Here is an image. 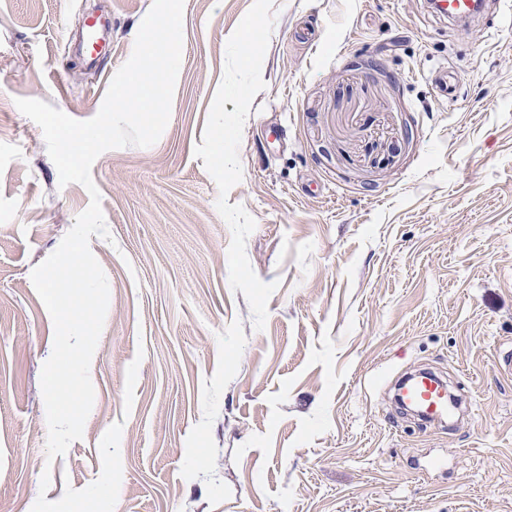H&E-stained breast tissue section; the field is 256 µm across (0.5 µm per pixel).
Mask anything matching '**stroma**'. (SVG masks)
I'll return each mask as SVG.
<instances>
[{
  "instance_id": "35a3bbf8",
  "label": "stroma",
  "mask_w": 512,
  "mask_h": 512,
  "mask_svg": "<svg viewBox=\"0 0 512 512\" xmlns=\"http://www.w3.org/2000/svg\"><path fill=\"white\" fill-rule=\"evenodd\" d=\"M151 3L0 0V512L94 482L118 422L115 512H512V21L458 31L427 0H185L166 129L92 166L95 399L48 459L30 275L90 196L15 101L93 118ZM421 369L454 418L399 409ZM431 81L439 96L448 98V100H453L457 97L458 78L453 71H448L447 68L440 69L432 74Z\"/></svg>"
}]
</instances>
